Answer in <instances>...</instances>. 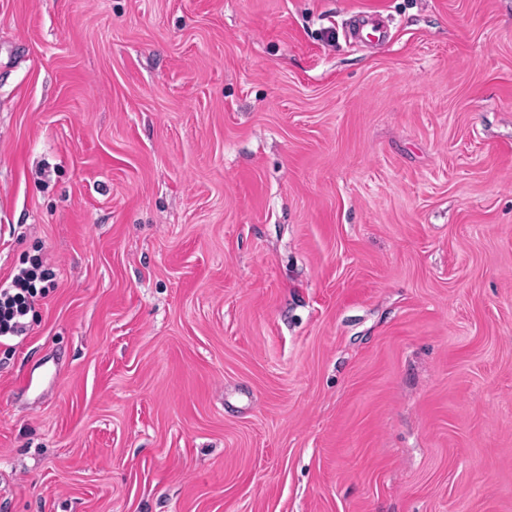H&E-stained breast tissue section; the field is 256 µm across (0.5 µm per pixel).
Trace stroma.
I'll use <instances>...</instances> for the list:
<instances>
[{
	"label": "stroma",
	"mask_w": 512,
	"mask_h": 512,
	"mask_svg": "<svg viewBox=\"0 0 512 512\" xmlns=\"http://www.w3.org/2000/svg\"><path fill=\"white\" fill-rule=\"evenodd\" d=\"M35 255L0 512H512V0H0Z\"/></svg>",
	"instance_id": "35a3bbf8"
}]
</instances>
